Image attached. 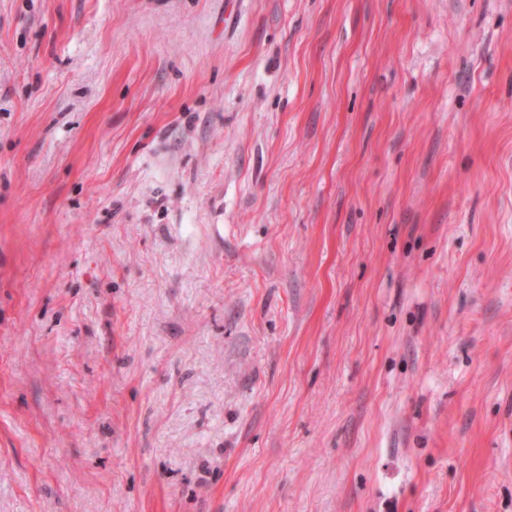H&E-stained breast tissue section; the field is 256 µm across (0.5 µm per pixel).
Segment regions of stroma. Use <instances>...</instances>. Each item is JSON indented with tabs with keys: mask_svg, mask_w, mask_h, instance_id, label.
I'll list each match as a JSON object with an SVG mask.
<instances>
[{
	"mask_svg": "<svg viewBox=\"0 0 512 512\" xmlns=\"http://www.w3.org/2000/svg\"><path fill=\"white\" fill-rule=\"evenodd\" d=\"M0 512H512V0H0Z\"/></svg>",
	"mask_w": 512,
	"mask_h": 512,
	"instance_id": "35a3bbf8",
	"label": "stroma"
}]
</instances>
